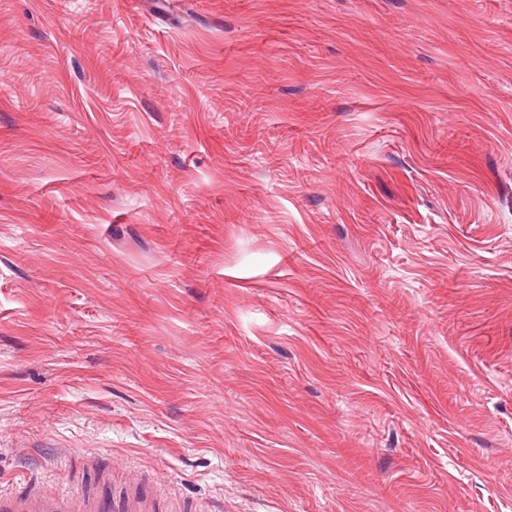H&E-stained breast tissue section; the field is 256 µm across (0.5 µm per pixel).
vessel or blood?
<instances>
[{"instance_id":"obj_1","label":"vessel or blood","mask_w":512,"mask_h":512,"mask_svg":"<svg viewBox=\"0 0 512 512\" xmlns=\"http://www.w3.org/2000/svg\"><path fill=\"white\" fill-rule=\"evenodd\" d=\"M154 503L148 482L136 474L131 475L128 488L117 495L105 480L97 492L80 499L45 492L34 481L15 490H0V512H150Z\"/></svg>"}]
</instances>
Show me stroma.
Wrapping results in <instances>:
<instances>
[{
    "label": "stroma",
    "instance_id": "35a3bbf8",
    "mask_svg": "<svg viewBox=\"0 0 512 512\" xmlns=\"http://www.w3.org/2000/svg\"><path fill=\"white\" fill-rule=\"evenodd\" d=\"M512 512V0H0V489Z\"/></svg>",
    "mask_w": 512,
    "mask_h": 512
}]
</instances>
